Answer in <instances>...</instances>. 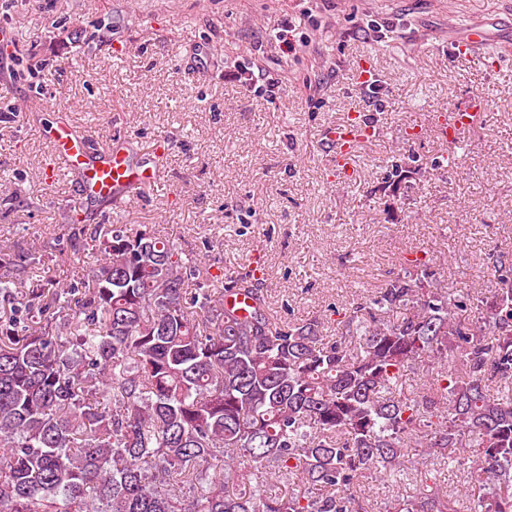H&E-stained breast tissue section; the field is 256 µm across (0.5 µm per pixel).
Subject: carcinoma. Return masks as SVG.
I'll return each instance as SVG.
<instances>
[{
  "label": "carcinoma",
  "instance_id": "1",
  "mask_svg": "<svg viewBox=\"0 0 512 512\" xmlns=\"http://www.w3.org/2000/svg\"><path fill=\"white\" fill-rule=\"evenodd\" d=\"M95 233L86 276L32 288V252L0 244V512H356L346 491L416 444L467 458L478 492L391 512H512L511 254L487 296L407 260L348 347L274 315L255 275L202 280L154 231ZM238 291L247 315L224 306ZM435 363L422 405L409 373Z\"/></svg>",
  "mask_w": 512,
  "mask_h": 512
}]
</instances>
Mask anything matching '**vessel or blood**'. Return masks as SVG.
<instances>
[{"instance_id":"vessel-or-blood-1","label":"vessel or blood","mask_w":512,"mask_h":512,"mask_svg":"<svg viewBox=\"0 0 512 512\" xmlns=\"http://www.w3.org/2000/svg\"><path fill=\"white\" fill-rule=\"evenodd\" d=\"M485 43L484 31L473 27L453 40L450 54L457 60L475 59L484 50ZM483 107L482 98L477 97L467 107L440 116L438 122L443 130L456 132L466 127ZM380 134V128L365 114L355 113L346 123L328 129L325 140L331 155L341 161L360 136L377 137ZM51 164L77 173L83 192L89 197H101L117 190L127 196H138L154 186L161 176L160 169L150 158L134 164L124 152L115 151L108 157L92 159L85 136L64 124L58 125L54 132Z\"/></svg>"}]
</instances>
